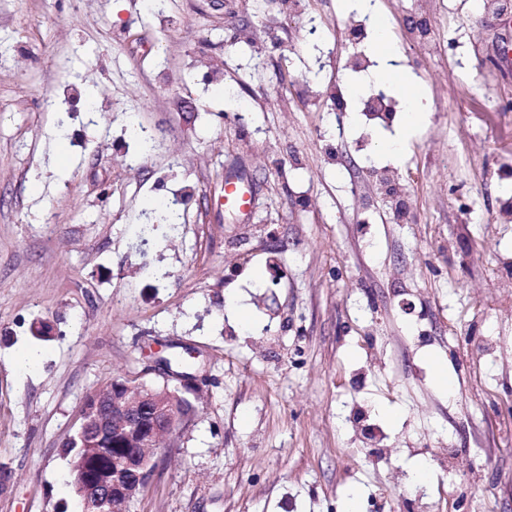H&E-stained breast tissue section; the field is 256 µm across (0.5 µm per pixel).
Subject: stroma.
I'll return each instance as SVG.
<instances>
[{"label":"stroma","mask_w":512,"mask_h":512,"mask_svg":"<svg viewBox=\"0 0 512 512\" xmlns=\"http://www.w3.org/2000/svg\"><path fill=\"white\" fill-rule=\"evenodd\" d=\"M370 6L428 105L396 156L364 98L330 132L331 90L374 85L344 0H0V512H78L85 397L158 356L200 389L130 512H343L354 489L420 512L419 463L436 512H512V22ZM230 174L249 213L224 210ZM183 186L140 252L143 210Z\"/></svg>","instance_id":"stroma-1"}]
</instances>
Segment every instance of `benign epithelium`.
Returning a JSON list of instances; mask_svg holds the SVG:
<instances>
[{"label":"benign epithelium","mask_w":512,"mask_h":512,"mask_svg":"<svg viewBox=\"0 0 512 512\" xmlns=\"http://www.w3.org/2000/svg\"><path fill=\"white\" fill-rule=\"evenodd\" d=\"M156 370H169L166 359L160 357L147 365L132 379L118 382L112 398L96 394L86 400L82 408V422L72 436L88 448L110 442L116 448H141L147 440L159 435L173 434L183 417L165 407L142 378ZM92 458L72 467L69 476L78 490L96 483L98 499L112 500V512H127L131 502L141 493L150 476V457L127 456L117 453L100 478H95Z\"/></svg>","instance_id":"1"}]
</instances>
